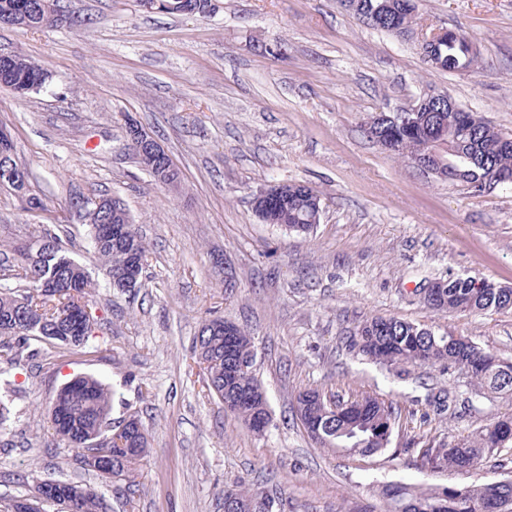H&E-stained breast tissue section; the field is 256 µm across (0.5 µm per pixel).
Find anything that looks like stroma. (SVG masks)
<instances>
[{"instance_id":"1","label":"stroma","mask_w":512,"mask_h":512,"mask_svg":"<svg viewBox=\"0 0 512 512\" xmlns=\"http://www.w3.org/2000/svg\"><path fill=\"white\" fill-rule=\"evenodd\" d=\"M89 27L41 31L0 26V54L41 64L51 78L17 98L0 87V127L31 173L43 207L0 188V253L60 230L96 286L101 318L78 347L33 341L0 390L14 413L0 433V495L22 497L49 477L85 484L114 512H224V491L273 474L280 512L381 508L378 485H479L500 479L497 458L464 473L421 467L409 445L426 434L448 443L501 416L512 395L470 401L462 372L442 365L396 371L344 340L363 321L395 317L471 337L512 358V311L439 313L423 290L451 277L512 287V184L479 195L420 170L371 140L381 112L448 94L512 137V0H416L410 28L364 24L339 0H216L207 16L146 11L139 0H68ZM466 32L478 53L468 71H441L421 50L435 29ZM136 121L164 147L178 186L157 183L126 138ZM313 187L318 224L307 236L262 223L260 188ZM119 198L148 244L144 285L106 286L76 199ZM247 329L270 402L265 436L202 396L191 345L202 322ZM92 375L113 392L112 421L138 415L147 455L137 492L80 467L49 410L72 377ZM393 403L411 426L383 454L316 447L292 413L299 392ZM468 397L437 414L439 389Z\"/></svg>"}]
</instances>
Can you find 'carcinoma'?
<instances>
[{"label":"carcinoma","instance_id":"obj_1","mask_svg":"<svg viewBox=\"0 0 512 512\" xmlns=\"http://www.w3.org/2000/svg\"><path fill=\"white\" fill-rule=\"evenodd\" d=\"M43 0H0V20L22 29H41ZM363 6L386 17L385 30L397 32L395 21L410 24L413 12L402 7L401 0H363ZM468 36L456 32L436 49L433 67L465 71L477 61ZM45 69L20 55L0 60V86L35 80ZM419 132L389 126L381 117L372 119V130L385 140L392 137L399 145L398 155L412 159L432 152L452 167L453 181L469 186L493 173L512 174V139L503 136L472 112H453L448 102L427 112L412 115ZM318 193L306 186H294L269 212V220L290 232L307 235L320 217ZM91 248L105 272L111 288L124 290L123 272L136 262L144 266L148 246L125 210L112 209L110 198L101 207L89 210ZM12 265H1L3 280L15 286L0 289V365L18 363L21 349L31 340H49L61 346L75 345L70 335L71 313L80 309L92 282L86 268L72 258L62 239L46 231L35 246L13 247ZM47 282L45 288L32 287L28 273ZM471 278H450L440 282L429 307L438 312H492L512 310V292L503 288L473 287ZM347 347L358 350L370 360L390 369L406 365L443 364L464 369L474 387L472 395L512 391V361L501 359L468 336L437 334L419 324L396 318H372L362 323L349 337ZM253 337L238 328L236 355H224V337L211 330V322L202 323L194 341L193 366L203 373L202 393L220 402H232V411L252 433L265 434L272 415L255 369ZM341 401L331 399L317 389H306L296 397L295 416L307 436L330 439L327 449L336 453L372 456L388 448L400 418L393 406L366 395L353 400L347 410ZM112 391L91 375L77 376L58 391L51 417L60 440L78 450L81 467L90 451L100 460L112 462V479L125 482L126 491L135 487L132 473L146 452L148 437L137 451L130 450L127 433L111 426ZM512 426V417L497 419L470 435L448 445L423 442L417 449L422 465L433 470L463 471L477 466L504 448H512V436L503 429ZM81 489L74 512H112V505L96 490L75 482L43 479L35 483L24 500L0 499V512H42L47 500L57 505ZM239 509L235 512H275L279 497L258 492L245 485L228 489ZM378 496L384 512H512V475L499 484L415 485L391 482L382 486Z\"/></svg>","mask_w":512,"mask_h":512}]
</instances>
